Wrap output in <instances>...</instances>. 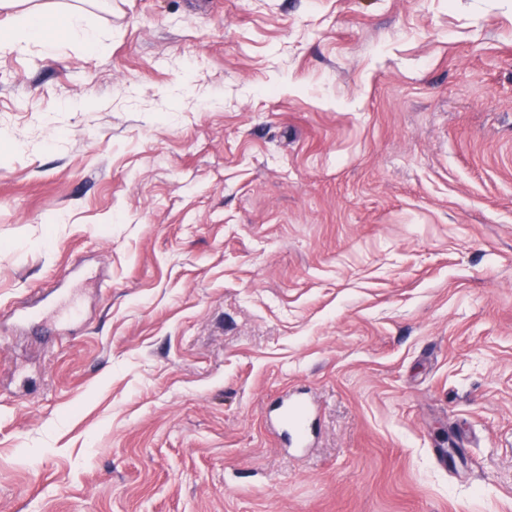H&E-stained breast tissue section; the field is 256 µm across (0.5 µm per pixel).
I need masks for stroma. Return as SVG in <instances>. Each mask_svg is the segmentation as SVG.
Returning <instances> with one entry per match:
<instances>
[{
    "label": "stroma",
    "instance_id": "35a3bbf8",
    "mask_svg": "<svg viewBox=\"0 0 512 512\" xmlns=\"http://www.w3.org/2000/svg\"><path fill=\"white\" fill-rule=\"evenodd\" d=\"M38 2L99 45L0 44V512H512V0ZM60 20L67 34L90 45L96 44L94 33L84 24V12L82 10L67 11L60 16ZM308 405L302 398L285 395L282 397L266 416V422L270 429L281 433L288 441L292 434L297 444L304 441V417Z\"/></svg>",
    "mask_w": 512,
    "mask_h": 512
}]
</instances>
